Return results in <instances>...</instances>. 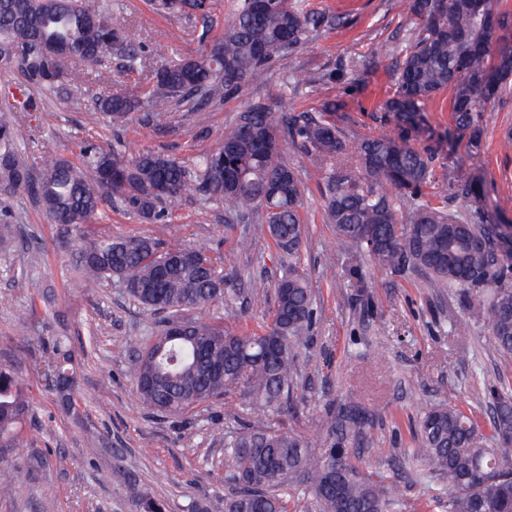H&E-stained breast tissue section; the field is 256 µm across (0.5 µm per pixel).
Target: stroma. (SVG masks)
<instances>
[{"mask_svg":"<svg viewBox=\"0 0 512 512\" xmlns=\"http://www.w3.org/2000/svg\"><path fill=\"white\" fill-rule=\"evenodd\" d=\"M86 2L111 5L146 59L131 70L124 52H112L104 65L91 68L93 91L134 96L172 55L196 57L202 38L220 37L239 0H214L208 22L160 15L152 0ZM306 2L344 15V24L312 32L306 45L270 64L265 83L225 96L204 119L183 108L169 128L156 131L137 112L115 129L93 109L90 93L38 92L35 111L22 115L23 130L35 135L28 151L46 149L73 160L81 141L92 140L107 150L122 142L189 161L216 147L224 129L252 103L275 109L283 98L299 112L312 111L318 99H335L336 123L354 137L392 130L395 119L383 105L395 91L413 21L398 0ZM509 126L512 88L485 113L480 150L469 149L467 138L453 130L450 91L438 94L425 109L415 142L432 157L433 178L419 194L421 203L465 213V202L449 197L448 180L478 177L484 210L512 225V151L501 148ZM288 159L305 185L302 266L315 298L314 319L297 351L296 387L267 423L301 435L322 453L332 437L321 422L354 410L361 429L345 442L353 462L362 474L399 484L402 512H420V503L442 481L412 456L418 420L431 406L454 405L482 434H491L489 390L512 383V363L502 360L485 327L471 325L465 336L450 332L452 321L466 319L469 298L434 287L422 271L394 273L367 256L338 252L322 172L296 149H289ZM0 208L9 212L15 230L11 249L0 252V366L16 373L31 405L13 447L0 450L16 466L11 494L0 496V512H137L140 494L164 499L169 512H187L200 499L209 512H224V499L234 490L223 465L224 435L247 430L251 422L241 395L210 400L179 418H161L136 404L132 364L159 314L111 280L92 290L77 287L73 235L48 223L32 194L2 195ZM263 221L259 211L237 218L221 203L195 201L172 207L157 224L116 204L99 212L91 227L109 235L149 236L165 247L210 246L222 257L238 297L199 312V320L257 332L271 321L274 285L287 262L271 240L256 235ZM57 336L68 338L74 354L72 411L33 369ZM33 454L52 460L51 469L30 467ZM117 460L135 485L113 475Z\"/></svg>","mask_w":512,"mask_h":512,"instance_id":"35a3bbf8","label":"stroma"}]
</instances>
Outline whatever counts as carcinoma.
<instances>
[{"mask_svg": "<svg viewBox=\"0 0 512 512\" xmlns=\"http://www.w3.org/2000/svg\"><path fill=\"white\" fill-rule=\"evenodd\" d=\"M156 10L183 15L192 8L208 15L211 0H155ZM415 23L412 44L399 65L396 89L383 108L397 121L395 132L351 140L336 125V102L320 103L318 114L296 112L282 97L279 109L257 101L220 136L218 144L187 164L151 150H106L93 141L80 147L81 162L40 154L28 163L19 151L18 114L35 110L29 91L58 93L68 84L90 83L76 62L101 65L108 45L125 43L124 26L108 10H89L83 0H0V44L11 48L24 78L20 95L0 109V193L24 189L53 224L75 231L72 260L85 288L115 278L143 306L171 314L149 337L132 377L139 402L179 417L231 392L248 399L258 425L224 437V464L236 491L224 512H288L300 486L311 491L315 512H398L401 497L386 480L363 478L347 455L344 438L360 427L354 411L336 417L329 453L317 454L298 434L272 430L264 418L282 408L298 376L297 348L313 317L314 297L301 268L304 185L286 158L293 145L324 172L323 198L334 224L336 244L347 252L363 247L392 272L421 270L437 288L475 296L470 319L482 324L504 361L512 358V240L488 219L448 214L416 202L432 175L431 158L417 149L422 112L444 89L453 93L455 131L477 149L485 112L512 85V15L497 0H399ZM342 17L306 8L304 0H240L231 25L218 40H203L199 55L171 57L147 90L137 96L94 93V108L123 127L135 112L157 130L171 112L209 104L246 84H258L269 64L302 46L321 27ZM112 170L115 187L102 183ZM448 194L477 201L482 184L448 182ZM120 201L149 221L168 206L215 201L230 214L264 212L259 231L288 255L275 285L271 326L262 333L226 330L173 315L203 311L234 301V290L210 287L224 271L202 246L176 248L178 259L157 276L170 250L146 236L105 237L85 220ZM72 353L56 338L44 375L62 402L73 407L76 384ZM495 403L492 439L512 433V387L491 390ZM29 413V401L15 373L0 368V441L12 440ZM413 457L431 465L448 491V512H512V448H489L473 421L459 409L438 404L423 414ZM15 465L0 457V496L12 485ZM138 512H168L159 498H138Z\"/></svg>", "mask_w": 512, "mask_h": 512, "instance_id": "obj_1", "label": "carcinoma"}]
</instances>
